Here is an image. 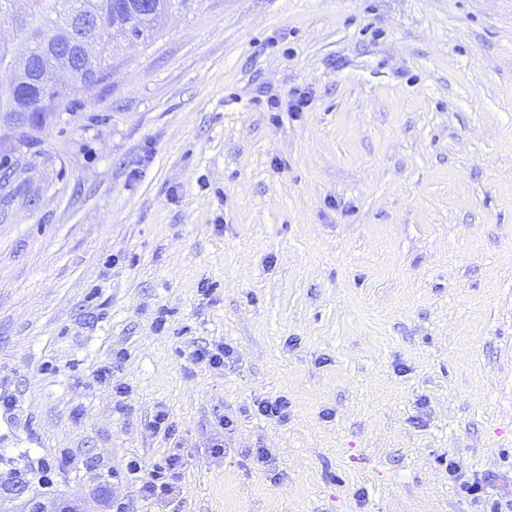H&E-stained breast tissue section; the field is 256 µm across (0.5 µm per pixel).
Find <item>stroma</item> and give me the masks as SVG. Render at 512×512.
I'll return each mask as SVG.
<instances>
[{
    "mask_svg": "<svg viewBox=\"0 0 512 512\" xmlns=\"http://www.w3.org/2000/svg\"><path fill=\"white\" fill-rule=\"evenodd\" d=\"M75 99L0 127V477L170 512L140 486L176 453L179 512L512 500V0H193ZM230 351V349L224 347V344H216L214 348H195L191 352V357L198 364L221 369L224 367V360L228 358ZM257 411L271 421L284 422L288 418V400L283 396L262 399L257 402Z\"/></svg>",
    "mask_w": 512,
    "mask_h": 512,
    "instance_id": "stroma-1",
    "label": "stroma"
}]
</instances>
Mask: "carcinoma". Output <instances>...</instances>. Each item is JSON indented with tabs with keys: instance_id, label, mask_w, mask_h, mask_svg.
Listing matches in <instances>:
<instances>
[{
	"instance_id": "obj_1",
	"label": "carcinoma",
	"mask_w": 512,
	"mask_h": 512,
	"mask_svg": "<svg viewBox=\"0 0 512 512\" xmlns=\"http://www.w3.org/2000/svg\"><path fill=\"white\" fill-rule=\"evenodd\" d=\"M136 0H29L28 11L18 15L13 11L14 0H0V20L12 18L24 33L37 28L40 36L25 37L30 44V56L41 71L52 73L61 68L59 62L43 50L57 29L67 30L73 39L84 37L81 22L89 17L100 19V49L91 69L70 71V88L91 87L103 83L112 75V56L128 40L150 41L156 35L162 18L174 5L185 6L188 0H155L152 12L134 9ZM22 66L10 65V49L0 44V121H9L24 104L33 110L40 130L49 126L61 111L73 109L76 101L69 98L66 87L48 82L34 84L25 80ZM24 512H79L81 506L47 498L31 499Z\"/></svg>"
}]
</instances>
